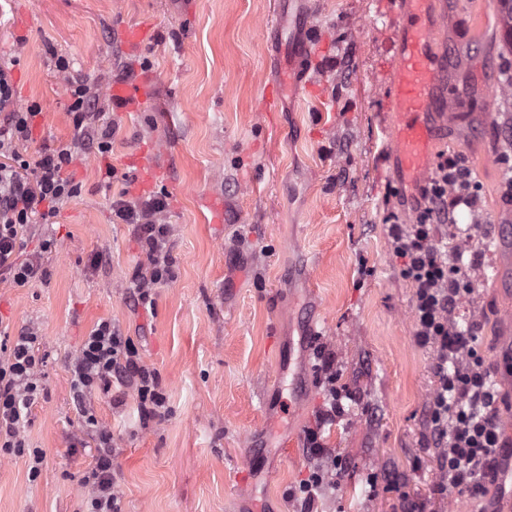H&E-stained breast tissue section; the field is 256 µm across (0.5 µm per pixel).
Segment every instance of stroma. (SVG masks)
I'll return each mask as SVG.
<instances>
[{"label":"stroma","mask_w":512,"mask_h":512,"mask_svg":"<svg viewBox=\"0 0 512 512\" xmlns=\"http://www.w3.org/2000/svg\"><path fill=\"white\" fill-rule=\"evenodd\" d=\"M399 0H0V58L12 61L16 102L39 103L28 155L72 137L67 78L88 82L117 125L109 157L74 166L80 194L28 242L52 239L44 279L0 281V324L38 336L43 396L25 436L43 453L0 454V512H81L78 476L93 462L70 392L69 362L95 325L112 321L156 369L163 420L143 421L129 386L93 394L111 432L124 512H293L288 491L315 462L307 428L326 399L318 348L336 355V382L356 401L323 441L347 471L318 512H503L498 485L471 499L435 491L437 451L427 406L431 350L413 337L414 289L385 217L408 218L389 145L388 100L403 19ZM437 52L448 55L456 115L434 151L458 153L482 188L480 213L512 225L498 153L512 154V45L490 0H435ZM312 42L299 87L270 100L285 74L280 16ZM145 29L141 46L126 28ZM70 63L58 72L57 58ZM135 81L134 111L112 84ZM160 171L145 182L138 155ZM114 176H107V168ZM165 192L174 278L152 310L126 294L145 257L112 199ZM102 264H95V257ZM512 296V263L477 282L464 303L477 346L494 365ZM321 334H310L311 325ZM309 390L291 409V384ZM251 466L253 485L236 476Z\"/></svg>","instance_id":"35a3bbf8"}]
</instances>
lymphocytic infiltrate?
Masks as SVG:
<instances>
[{
	"mask_svg": "<svg viewBox=\"0 0 512 512\" xmlns=\"http://www.w3.org/2000/svg\"><path fill=\"white\" fill-rule=\"evenodd\" d=\"M72 98L74 136L47 147L36 159H27L25 145L32 138L39 103L17 106L9 67L0 64V276L18 286L45 277L43 255L51 248L42 240L36 252L27 242L36 225L53 223L61 208L75 197L80 185L69 172L82 156H106L117 132L113 122L103 121L98 99L86 84L68 81ZM457 155L440 153L410 220L389 213L388 233L392 249L402 261V274L414 288V337L433 352L436 387L429 400L431 441L438 450L439 491L473 498L484 496L486 483L495 479L506 454L501 444L498 394L487 380L484 360L478 353L473 326H461L455 310L469 288L452 285L458 270L442 249L435 227L447 223L461 203ZM169 209L165 193L131 196L121 191L112 201V219L132 225L146 257L132 273L127 298L134 305L153 304L154 294L172 280V232L164 217ZM37 335L24 331L0 338V449L23 453L27 440L25 423L31 407L43 392L44 359L35 348ZM320 369L327 381L326 409L318 427L304 438L307 452L324 459L323 467L289 490L297 512H313L326 487L335 486L345 470L342 459L329 455L320 426L344 416V403L352 399L349 388H337L334 355L320 352ZM131 386L144 419H162L167 413L166 395L156 370L146 367L130 337L110 321H101L86 336L71 362V390L83 403L96 390L113 383ZM82 432L95 443L94 464L79 479L86 489V512H121L117 472L112 466V436L100 427L91 408L82 410Z\"/></svg>",
	"mask_w": 512,
	"mask_h": 512,
	"instance_id": "lymphocytic-infiltrate-1",
	"label": "lymphocytic infiltrate"
}]
</instances>
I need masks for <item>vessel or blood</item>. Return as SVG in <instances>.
Returning a JSON list of instances; mask_svg holds the SVG:
<instances>
[{
  "label": "vessel or blood",
  "mask_w": 512,
  "mask_h": 512,
  "mask_svg": "<svg viewBox=\"0 0 512 512\" xmlns=\"http://www.w3.org/2000/svg\"><path fill=\"white\" fill-rule=\"evenodd\" d=\"M428 4L429 0H401L405 23L388 91L390 147L406 187L428 178L432 147L429 117L445 107L436 89L446 60L434 50L437 25L429 16ZM110 95L116 104L130 110L138 105L143 91L140 84L123 83L113 85Z\"/></svg>",
  "instance_id": "vessel-or-blood-1"
}]
</instances>
